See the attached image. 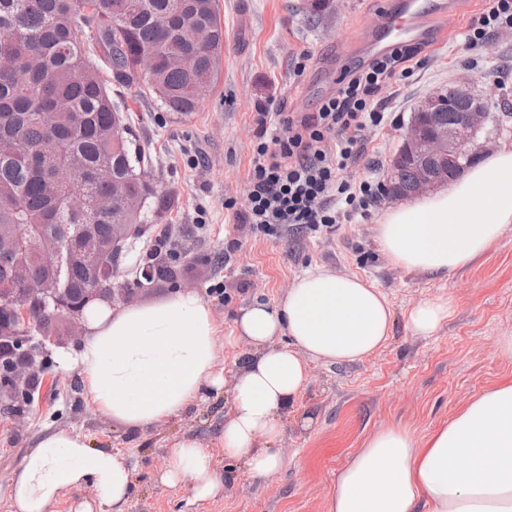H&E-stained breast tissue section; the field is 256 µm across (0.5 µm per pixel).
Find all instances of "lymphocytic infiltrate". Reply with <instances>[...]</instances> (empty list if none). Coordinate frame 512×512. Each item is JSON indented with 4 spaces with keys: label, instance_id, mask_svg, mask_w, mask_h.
Segmentation results:
<instances>
[{
    "label": "lymphocytic infiltrate",
    "instance_id": "1",
    "mask_svg": "<svg viewBox=\"0 0 512 512\" xmlns=\"http://www.w3.org/2000/svg\"><path fill=\"white\" fill-rule=\"evenodd\" d=\"M502 28H512V0H485L466 38L475 43ZM414 57L413 48L397 46L345 71L315 112H259L249 192L243 202L224 205L235 222L276 238L291 224L317 234L351 216L367 217L378 186L350 182L347 171L367 150L364 130L381 131L391 122L378 90L412 72Z\"/></svg>",
    "mask_w": 512,
    "mask_h": 512
}]
</instances>
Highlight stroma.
Instances as JSON below:
<instances>
[{"mask_svg": "<svg viewBox=\"0 0 512 512\" xmlns=\"http://www.w3.org/2000/svg\"><path fill=\"white\" fill-rule=\"evenodd\" d=\"M316 0H219L227 33L224 62L214 91L190 116L166 111L152 95L129 101L112 85L115 101H128L133 137L150 162V182L169 205L148 209L138 239L128 244L116 270L114 307L159 303L192 286L209 304L220 336L230 335L239 310L253 301L278 300L307 271L321 268L373 282L392 305L393 327L386 345L356 364L309 365V380L285 420L278 446L282 465L265 480L225 460L218 438L231 399H211L179 418L146 430H128L101 416L90 403L77 371L61 370V353L78 347L62 336L46 345V365L32 405L20 413L0 407V512H9L7 486L29 448L44 434L72 429L95 447L128 457L135 466L134 490L126 512H326L340 468L362 442L384 425L404 426L425 436L447 422L473 397L512 378V355L498 346L512 333V229L474 265L439 280L393 268L375 241L372 217L352 218L317 236L293 226L281 237L257 236L228 223L226 200H243L249 189L255 116L275 106L287 112L315 111L336 88L342 73L363 64L355 38L390 13L395 0H342L339 8ZM484 7L464 0L458 14L439 21L441 40L420 43L419 63L401 79L387 109L395 126L365 131L367 153L349 171L356 181H384L386 162L399 145L416 101L447 90L460 77L487 96L490 112L512 113V29L483 41L464 34ZM307 55L304 71L295 68ZM505 82H498L499 72ZM178 244L168 266L173 275L140 283L147 247L161 230ZM224 283L223 301L209 288ZM132 297H124V289ZM444 292L454 312L433 337L413 336L405 313L415 303ZM205 442L224 471V493L195 503L188 487L160 485L165 448L176 435Z\"/></svg>", "mask_w": 512, "mask_h": 512, "instance_id": "stroma-1", "label": "stroma"}]
</instances>
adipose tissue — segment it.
Segmentation results:
<instances>
[{"label":"adipose tissue","mask_w":512,"mask_h":512,"mask_svg":"<svg viewBox=\"0 0 512 512\" xmlns=\"http://www.w3.org/2000/svg\"><path fill=\"white\" fill-rule=\"evenodd\" d=\"M512 226V143L485 153L448 187L382 211L375 239L392 267L449 278L494 248ZM440 293L406 314L411 333L434 336L452 315ZM78 349L59 356L78 370L91 404L125 428L154 427L180 417L208 393H230L221 442L224 456L252 476L274 475L285 417L305 390L308 366L353 364L388 341L393 311L386 295L355 275L316 269L299 277L275 304L241 309L234 333L220 337L212 311L193 291L163 302L112 307L100 300L84 316ZM246 341L248 356L233 375L225 348ZM158 480L187 482L206 501L224 478L199 439L176 437ZM134 469L81 434L42 436L8 486L12 512H51L68 493L92 489L78 512H125ZM512 512V379L475 396L427 436L385 426L340 469L326 512Z\"/></svg>","instance_id":"1"}]
</instances>
